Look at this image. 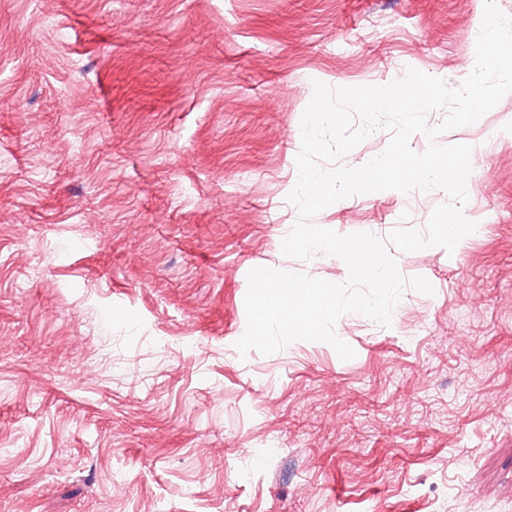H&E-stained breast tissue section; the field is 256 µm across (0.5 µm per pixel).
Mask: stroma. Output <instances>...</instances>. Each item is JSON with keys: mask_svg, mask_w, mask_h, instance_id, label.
<instances>
[{"mask_svg": "<svg viewBox=\"0 0 512 512\" xmlns=\"http://www.w3.org/2000/svg\"><path fill=\"white\" fill-rule=\"evenodd\" d=\"M484 0H0V512H512V92L470 145L475 230L395 252L390 326L240 356L285 257L314 82L458 85ZM438 188L315 225L425 229ZM274 454H265L268 446Z\"/></svg>", "mask_w": 512, "mask_h": 512, "instance_id": "stroma-1", "label": "stroma"}]
</instances>
